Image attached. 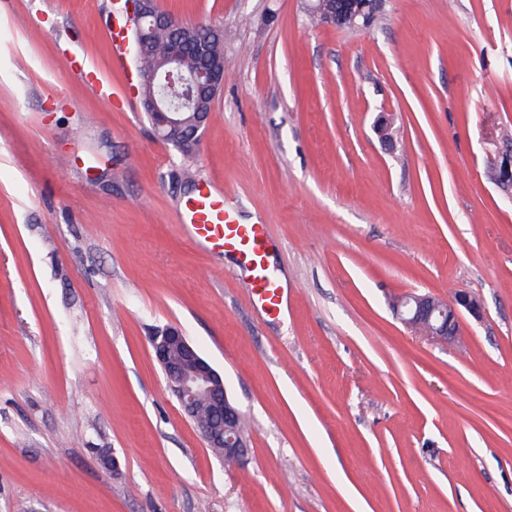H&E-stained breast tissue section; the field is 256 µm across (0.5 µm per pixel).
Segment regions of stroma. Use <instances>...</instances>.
Here are the masks:
<instances>
[{
    "instance_id": "obj_1",
    "label": "stroma",
    "mask_w": 512,
    "mask_h": 512,
    "mask_svg": "<svg viewBox=\"0 0 512 512\" xmlns=\"http://www.w3.org/2000/svg\"><path fill=\"white\" fill-rule=\"evenodd\" d=\"M156 5L224 31L190 157L96 89L126 83L112 0H0V512H512V0L349 31L301 0ZM207 184L265 222L279 315L179 228ZM452 290L483 307L456 343L392 308ZM167 325L245 415L244 465L169 390Z\"/></svg>"
}]
</instances>
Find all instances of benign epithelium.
Returning <instances> with one entry per match:
<instances>
[{"instance_id": "1", "label": "benign epithelium", "mask_w": 512, "mask_h": 512, "mask_svg": "<svg viewBox=\"0 0 512 512\" xmlns=\"http://www.w3.org/2000/svg\"><path fill=\"white\" fill-rule=\"evenodd\" d=\"M308 17L334 25L343 20L360 29L383 10L384 0H303ZM141 67L140 90L145 111L156 116L153 127L159 140L182 145L192 151L201 143L214 102L224 89V57L205 42L195 44L196 53L208 60L205 67L189 66L183 45L173 42L161 55L148 52V25H159L177 34L193 24L156 10L154 0L127 4ZM499 185L512 184V150L500 154L494 168ZM393 310L412 331L435 341L450 343L462 332V311L478 318L481 302L460 291L451 298L431 293L409 292L400 296ZM155 359L168 388L179 401L183 414L196 426L210 448L223 449L224 459L241 462L248 445L241 428L243 415L228 396L224 378L201 355L182 332L167 326L151 338ZM210 406V420L199 417L198 405Z\"/></svg>"}]
</instances>
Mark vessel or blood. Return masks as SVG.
Here are the masks:
<instances>
[{
  "mask_svg": "<svg viewBox=\"0 0 512 512\" xmlns=\"http://www.w3.org/2000/svg\"><path fill=\"white\" fill-rule=\"evenodd\" d=\"M179 222L192 240L208 244L211 249L236 254L240 263L252 274V292L266 310L279 314L285 290L268 266L271 248L262 221L240 222L236 209L224 197L222 189L203 187L197 197L186 202Z\"/></svg>",
  "mask_w": 512,
  "mask_h": 512,
  "instance_id": "1",
  "label": "vessel or blood"
}]
</instances>
